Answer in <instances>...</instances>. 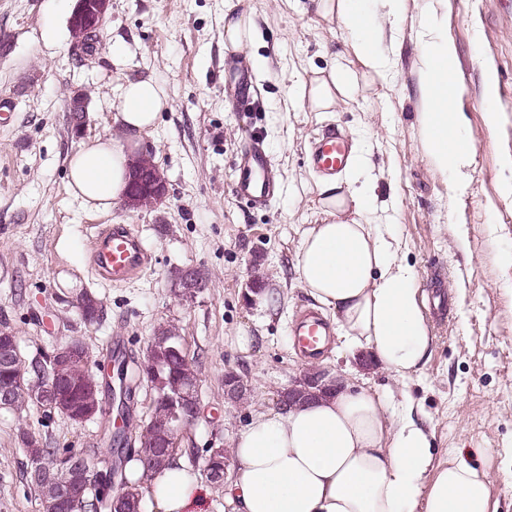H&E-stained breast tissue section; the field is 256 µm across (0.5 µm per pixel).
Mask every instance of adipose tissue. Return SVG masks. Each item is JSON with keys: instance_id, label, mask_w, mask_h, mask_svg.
I'll list each match as a JSON object with an SVG mask.
<instances>
[{"instance_id": "obj_1", "label": "adipose tissue", "mask_w": 512, "mask_h": 512, "mask_svg": "<svg viewBox=\"0 0 512 512\" xmlns=\"http://www.w3.org/2000/svg\"><path fill=\"white\" fill-rule=\"evenodd\" d=\"M368 2L319 0L318 10L342 23L350 51L381 79L387 60L369 42L379 28ZM453 61L446 37L425 40L422 125L434 165L461 183L471 152L462 146L469 132L453 103ZM357 87L356 75L334 64L310 81L306 99L326 111ZM169 106L157 79L127 82L115 115L125 140L85 143L70 155V193L87 208L109 210L126 191L131 153ZM357 180L352 174L321 182L324 220L303 232L295 273L333 314L346 345L368 350L395 378L407 379L425 364L433 338L414 272L367 222L376 197ZM433 447L413 405L392 418L378 395L343 383L313 403L255 414L231 448L235 467L224 500L233 512H496L489 471L472 465L461 449L437 460ZM202 492L196 474L176 457L155 480L152 499L160 512H201Z\"/></svg>"}]
</instances>
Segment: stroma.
<instances>
[{"label": "stroma", "instance_id": "stroma-1", "mask_svg": "<svg viewBox=\"0 0 512 512\" xmlns=\"http://www.w3.org/2000/svg\"><path fill=\"white\" fill-rule=\"evenodd\" d=\"M427 0H404L388 15L372 0L375 22L397 31L382 44L387 77L363 82L357 95L313 112L296 89L332 63L359 70L345 52L347 31L317 12V0H112L93 58L76 47L70 10L54 0H0V323L18 338L23 360L83 337L91 368L122 358L144 360L155 329L175 324L201 379V415L178 440L181 457L231 448L259 412L277 410V393L308 369L323 368L350 386L369 389L396 413L405 400L419 405L436 456L471 450L492 474L498 512H512V0H445L438 16L456 49L455 106L469 124L470 177L456 185L433 165L422 127L420 34ZM249 11L250 47H224V14ZM251 74V114L238 112L230 72ZM495 95L486 98L484 70ZM152 77L171 101L138 151L151 156L169 188L153 210L86 208L68 189L67 158L101 137L123 140L115 121L121 86ZM86 97L87 122L75 133L69 102ZM497 113L488 125L486 113ZM253 122L264 138L281 184L265 209L232 193L236 162ZM346 132L362 149L376 182L372 223L391 227L400 260L415 272L422 305L425 284L443 278L446 315L431 324L432 353L421 371L400 381L378 362L361 364L338 334L317 358L295 345L292 327L318 303L297 281L293 264L301 236L319 223L318 183L308 162L326 127ZM129 226L141 238L147 265L115 285L91 266L87 243L102 227ZM199 267L210 286L190 301L174 293L175 269ZM264 297L247 301L253 278ZM101 301L94 323L82 322L73 302L82 291ZM253 385L233 406L224 401V374ZM51 439L99 464L109 448L105 417L83 423L39 407L0 409V512H39L26 477L21 435Z\"/></svg>", "mask_w": 512, "mask_h": 512}]
</instances>
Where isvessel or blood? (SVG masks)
Instances as JSON below:
<instances>
[{"mask_svg":"<svg viewBox=\"0 0 512 512\" xmlns=\"http://www.w3.org/2000/svg\"><path fill=\"white\" fill-rule=\"evenodd\" d=\"M352 160L347 137L329 129L318 137L312 147L310 163L317 171L333 174L343 170ZM275 192V182L268 170L265 151L254 137H247L238 161V180L234 186L237 198L253 208L266 207ZM92 264L96 271L113 282H121L139 272L148 261V253L139 236L130 228L117 225L97 232L90 242ZM300 347L317 355L329 331L318 317H303L295 326Z\"/></svg>","mask_w":512,"mask_h":512,"instance_id":"obj_1","label":"vessel or blood"}]
</instances>
